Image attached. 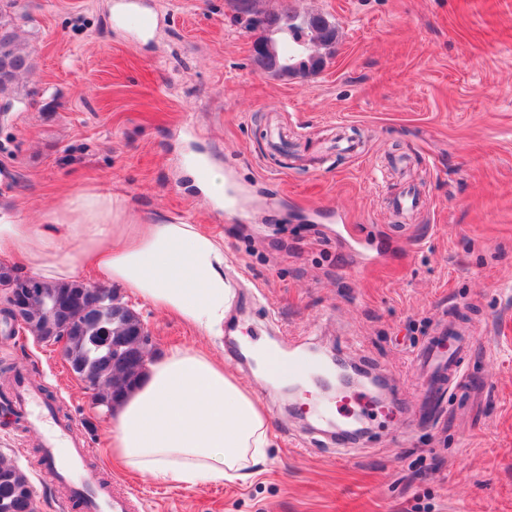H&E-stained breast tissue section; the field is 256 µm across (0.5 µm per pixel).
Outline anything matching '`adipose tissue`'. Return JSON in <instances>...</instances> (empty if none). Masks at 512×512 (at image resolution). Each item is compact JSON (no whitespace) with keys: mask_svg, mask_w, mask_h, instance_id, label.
I'll return each mask as SVG.
<instances>
[{"mask_svg":"<svg viewBox=\"0 0 512 512\" xmlns=\"http://www.w3.org/2000/svg\"><path fill=\"white\" fill-rule=\"evenodd\" d=\"M132 209L111 190L78 189L37 224L0 211V257L50 282L89 272L93 283L120 284L208 335H223L236 300L223 242L182 220L129 223ZM112 421L116 461L190 487L247 482L273 444L258 395L191 348L148 364Z\"/></svg>","mask_w":512,"mask_h":512,"instance_id":"adipose-tissue-1","label":"adipose tissue"}]
</instances>
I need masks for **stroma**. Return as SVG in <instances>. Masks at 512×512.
Returning a JSON list of instances; mask_svg holds the SVG:
<instances>
[{
    "mask_svg": "<svg viewBox=\"0 0 512 512\" xmlns=\"http://www.w3.org/2000/svg\"><path fill=\"white\" fill-rule=\"evenodd\" d=\"M137 3L146 36L116 22V0H18L38 95L0 119V210L36 223L108 183L134 221L183 218L222 239L236 290L222 339L120 297L153 355L192 347L231 367L264 401L275 446L245 487L158 483L106 463L112 414L60 345L0 324V369L35 374L133 512H512V0H257L336 26L324 67L290 78L254 69L236 0ZM200 159L235 211L205 193ZM409 190L419 205L397 216ZM449 318L475 333L468 383L417 425L412 354ZM292 343L367 359L402 417L336 447L296 413L317 383L275 388L257 365ZM41 452L0 408V454L28 475L36 512H61Z\"/></svg>",
    "mask_w": 512,
    "mask_h": 512,
    "instance_id": "35a3bbf8",
    "label": "stroma"
}]
</instances>
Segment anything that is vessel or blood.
Here are the masks:
<instances>
[{
    "label": "vessel or blood",
    "mask_w": 512,
    "mask_h": 512,
    "mask_svg": "<svg viewBox=\"0 0 512 512\" xmlns=\"http://www.w3.org/2000/svg\"><path fill=\"white\" fill-rule=\"evenodd\" d=\"M115 19L137 30L151 26L150 19L140 12L136 0H118ZM471 348L469 337L443 327L427 337L415 350L414 363L425 386L420 410L422 420L430 422L437 417L449 384L457 378L460 364ZM354 401L367 410L380 413L385 419L394 416V406L380 405L367 395L356 400L340 395L332 405H308L306 413L319 422L332 418L336 408L350 406ZM20 411L26 427L38 431L43 437L41 474L55 483L67 482L72 488L73 496L68 503L70 512H128V503L123 496L105 491L92 497L86 496V488L97 484L94 473L87 468L89 451L65 426L52 420L49 408L34 387L29 386L22 391Z\"/></svg>",
    "instance_id": "1"
}]
</instances>
